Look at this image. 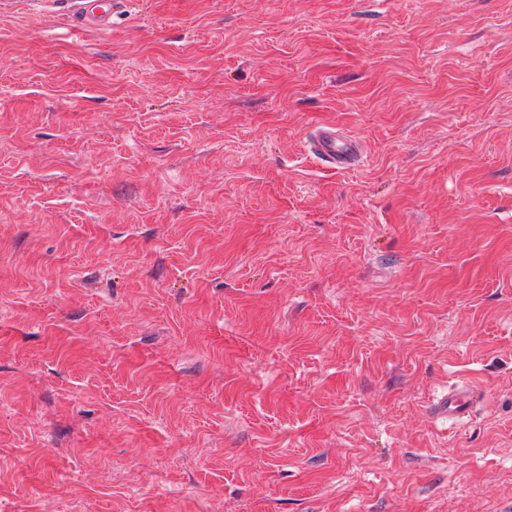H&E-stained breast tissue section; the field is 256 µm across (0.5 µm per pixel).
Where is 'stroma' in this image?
<instances>
[{"mask_svg": "<svg viewBox=\"0 0 512 512\" xmlns=\"http://www.w3.org/2000/svg\"><path fill=\"white\" fill-rule=\"evenodd\" d=\"M0 502L512 512V0L1 10ZM61 4L65 14L73 22V29L81 32L87 28L104 29L112 26V12L118 4L127 3L124 0H5L0 3L2 9L5 4ZM311 154L333 171L353 169L363 159L361 141L332 124L316 126L308 140ZM477 394L472 389L457 388L448 392V414H465L471 411Z\"/></svg>", "mask_w": 512, "mask_h": 512, "instance_id": "stroma-1", "label": "stroma"}]
</instances>
